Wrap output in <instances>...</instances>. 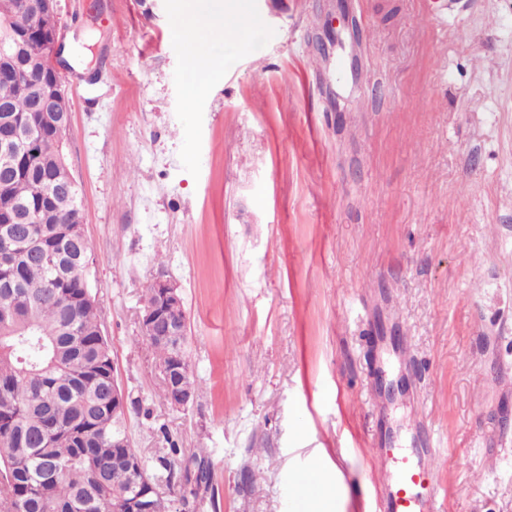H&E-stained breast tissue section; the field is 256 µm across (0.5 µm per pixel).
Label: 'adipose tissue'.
<instances>
[{
	"mask_svg": "<svg viewBox=\"0 0 512 512\" xmlns=\"http://www.w3.org/2000/svg\"><path fill=\"white\" fill-rule=\"evenodd\" d=\"M176 35L185 47V67L192 93L204 91L221 70L213 43L243 39L259 26L243 0H180Z\"/></svg>",
	"mask_w": 512,
	"mask_h": 512,
	"instance_id": "adipose-tissue-1",
	"label": "adipose tissue"
}]
</instances>
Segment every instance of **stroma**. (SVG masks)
I'll use <instances>...</instances> for the list:
<instances>
[{
	"label": "stroma",
	"instance_id": "obj_1",
	"mask_svg": "<svg viewBox=\"0 0 512 512\" xmlns=\"http://www.w3.org/2000/svg\"><path fill=\"white\" fill-rule=\"evenodd\" d=\"M176 0H59L63 139L126 429L204 453L173 512H299L321 457L383 512L375 439L447 512H512V0H246L187 103ZM180 286L199 391L158 396L144 287Z\"/></svg>",
	"mask_w": 512,
	"mask_h": 512
}]
</instances>
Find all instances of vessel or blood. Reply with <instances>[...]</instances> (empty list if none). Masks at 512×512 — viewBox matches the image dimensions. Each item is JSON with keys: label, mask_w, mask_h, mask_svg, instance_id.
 Here are the masks:
<instances>
[{"label": "vessel or blood", "mask_w": 512, "mask_h": 512, "mask_svg": "<svg viewBox=\"0 0 512 512\" xmlns=\"http://www.w3.org/2000/svg\"><path fill=\"white\" fill-rule=\"evenodd\" d=\"M380 463L377 481L385 512H444V499L434 480L442 463L435 449L416 448L398 456L384 448Z\"/></svg>", "instance_id": "obj_1"}]
</instances>
